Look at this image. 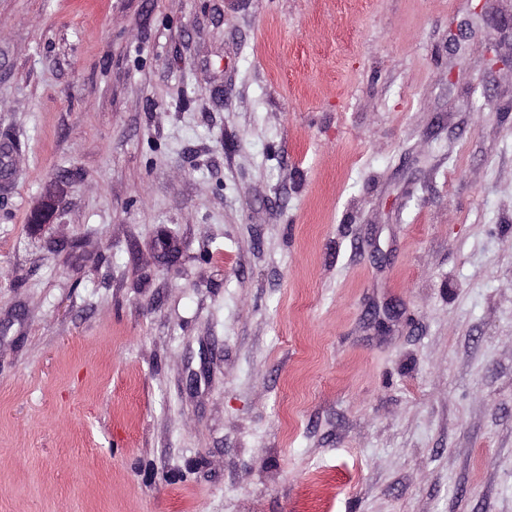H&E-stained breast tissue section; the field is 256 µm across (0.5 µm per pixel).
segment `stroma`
Returning a JSON list of instances; mask_svg holds the SVG:
<instances>
[{"mask_svg":"<svg viewBox=\"0 0 512 512\" xmlns=\"http://www.w3.org/2000/svg\"><path fill=\"white\" fill-rule=\"evenodd\" d=\"M0 167V512H512V0H0Z\"/></svg>","mask_w":512,"mask_h":512,"instance_id":"obj_1","label":"stroma"}]
</instances>
